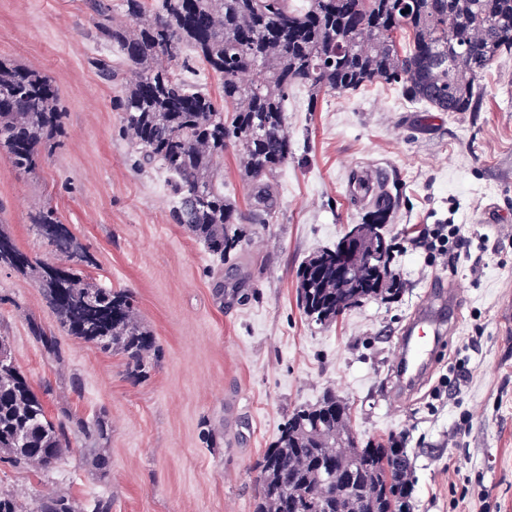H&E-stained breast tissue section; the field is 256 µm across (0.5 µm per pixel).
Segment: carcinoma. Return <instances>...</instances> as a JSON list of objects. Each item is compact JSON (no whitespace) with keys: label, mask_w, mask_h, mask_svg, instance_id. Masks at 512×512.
Returning a JSON list of instances; mask_svg holds the SVG:
<instances>
[{"label":"carcinoma","mask_w":512,"mask_h":512,"mask_svg":"<svg viewBox=\"0 0 512 512\" xmlns=\"http://www.w3.org/2000/svg\"><path fill=\"white\" fill-rule=\"evenodd\" d=\"M92 4L99 41L116 48L127 66L101 69L117 89L127 138L144 164L172 181L174 222L221 261L243 249L240 217L224 198V151L239 152L253 187L252 217L268 223L275 212L272 179L291 153L285 101L292 86L306 87L316 99L384 80L438 112H476L477 79L512 54V0H309L304 9L288 0H123L128 24L112 21V6L103 0ZM184 48L220 78L225 110L159 65ZM245 73L252 78L244 80ZM60 119L48 75L0 60V148L16 169L38 167L40 146L60 130ZM393 206L390 194L380 192L367 223H387ZM393 260L389 244L381 263L338 287L336 249L318 252L297 273L304 313L322 325L368 297L397 299L403 283ZM0 264L37 275L72 335L123 351L137 369L156 351L129 293L84 287L74 272L44 275L43 264L2 235ZM29 329L50 356L63 360L51 330L36 321ZM347 422L346 403L331 390L317 405L293 410L257 464L255 512H411V464L400 438L361 443L348 433L352 451L324 482L333 458L328 434ZM111 433L104 409L92 418L67 411L50 416L0 336V455L45 469L70 450V435L96 447ZM0 512L76 509L62 491L42 494L27 508L14 493L0 491Z\"/></svg>","instance_id":"cac0c4a2"}]
</instances>
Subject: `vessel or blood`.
Masks as SVG:
<instances>
[{
	"label": "vessel or blood",
	"instance_id": "1",
	"mask_svg": "<svg viewBox=\"0 0 512 512\" xmlns=\"http://www.w3.org/2000/svg\"><path fill=\"white\" fill-rule=\"evenodd\" d=\"M459 295V288L449 286L428 296L407 318L394 376L396 397H407L429 379L440 351L457 327Z\"/></svg>",
	"mask_w": 512,
	"mask_h": 512
}]
</instances>
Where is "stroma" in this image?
Wrapping results in <instances>:
<instances>
[{
  "mask_svg": "<svg viewBox=\"0 0 512 512\" xmlns=\"http://www.w3.org/2000/svg\"><path fill=\"white\" fill-rule=\"evenodd\" d=\"M89 0H0V59L48 74L62 131L31 172L0 149V233L31 261L78 269L125 289L158 350L144 371L59 326L30 275L0 266V336L50 415L106 409V471L63 454L32 470L0 459V489L23 503L67 493L79 512L98 496L112 512H253L255 464L293 409L335 391L360 440L401 436L413 472L412 512H512V55L479 80L477 112H439L375 82L285 104L291 143L273 179L275 213L250 219L251 186L224 154V195L246 232L222 262L173 221L167 178L138 165L102 62ZM371 170L395 200L384 233L404 289L317 324L299 303L298 269L336 245L370 208L355 173ZM52 206L87 256L73 265L36 230ZM458 224L471 253L450 260L411 248L417 229ZM455 282L459 322L428 382L390 397L401 327L431 291ZM49 327L54 361L28 322Z\"/></svg>",
  "mask_w": 512,
  "mask_h": 512,
  "instance_id": "35a3bbf8",
  "label": "stroma"
}]
</instances>
